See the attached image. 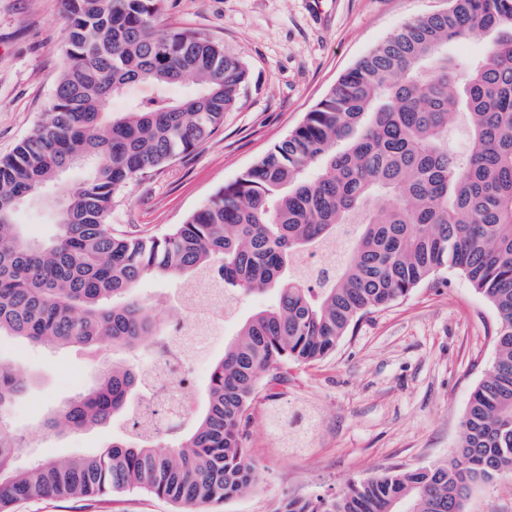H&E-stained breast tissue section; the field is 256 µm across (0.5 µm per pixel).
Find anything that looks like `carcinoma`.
Wrapping results in <instances>:
<instances>
[{"label": "carcinoma", "mask_w": 512, "mask_h": 512, "mask_svg": "<svg viewBox=\"0 0 512 512\" xmlns=\"http://www.w3.org/2000/svg\"><path fill=\"white\" fill-rule=\"evenodd\" d=\"M159 2L64 0L69 37L49 112L0 159V338L128 353L104 361L96 383L43 425L62 434L118 420L122 434L93 454L29 467L16 464L25 435L8 414L32 380L0 361V512L33 497L123 492L210 512L244 495L260 480L244 438L262 380L324 359L366 316L449 269L499 318L461 446L445 463L352 482L328 500L290 499L280 512H463L473 482L512 472V0H449L403 23L184 223L132 237L112 229L115 193L205 142L247 82L224 43L158 28ZM476 32L490 40L460 82L448 44ZM140 82L155 95L109 111ZM184 82L192 90L170 96ZM457 120L468 132L462 154L448 146ZM83 158L91 173L64 194L58 232L30 238L18 206ZM338 240L336 265L302 272L300 258ZM205 272L228 299L275 296L224 344L203 413L169 442L138 427L151 383L136 355L148 336L165 348L174 320L136 289L148 278L179 288Z\"/></svg>", "instance_id": "obj_1"}]
</instances>
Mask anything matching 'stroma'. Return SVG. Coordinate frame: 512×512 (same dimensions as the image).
<instances>
[{
	"label": "stroma",
	"mask_w": 512,
	"mask_h": 512,
	"mask_svg": "<svg viewBox=\"0 0 512 512\" xmlns=\"http://www.w3.org/2000/svg\"><path fill=\"white\" fill-rule=\"evenodd\" d=\"M448 0H162L158 24L223 40L245 65L248 79L224 125L198 148L114 196L112 225L151 235L185 218L301 123L373 47L404 22L446 8ZM68 21L63 0H0V158L30 135L47 112L63 65ZM82 170L65 173L45 199L19 205L17 221L37 240L52 237L55 205ZM250 296L225 321L191 372L193 409L211 364L239 320L266 304ZM498 315L458 272L415 288L405 300L372 314L325 359L293 364L281 380L262 386L249 413L245 446L261 479L222 512H279L288 499L332 498L350 482L388 469H414L448 460L461 444L472 392L495 358ZM0 360L34 375L11 408L27 434L20 455L31 465L47 457L97 451L111 426L62 435L42 422L96 380V358L67 349H41L4 339ZM304 412L311 427L302 446H288L271 408ZM15 512H175L144 493L96 499L33 498ZM464 512H512V473L476 482Z\"/></svg>",
	"instance_id": "obj_1"
}]
</instances>
